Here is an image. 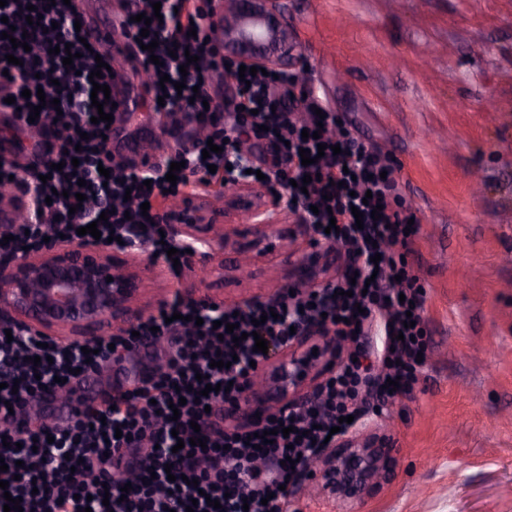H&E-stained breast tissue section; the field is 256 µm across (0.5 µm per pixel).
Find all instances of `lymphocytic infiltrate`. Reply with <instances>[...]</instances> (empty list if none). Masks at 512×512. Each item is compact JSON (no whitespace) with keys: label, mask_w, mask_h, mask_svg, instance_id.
<instances>
[{"label":"lymphocytic infiltrate","mask_w":512,"mask_h":512,"mask_svg":"<svg viewBox=\"0 0 512 512\" xmlns=\"http://www.w3.org/2000/svg\"><path fill=\"white\" fill-rule=\"evenodd\" d=\"M162 18L152 21L156 33L154 51H140L141 64L149 70L147 89L165 99L164 112L203 129L190 148L175 149L168 161L148 173L112 162L105 149V123H94L98 113H112L88 105L93 86L89 75L97 63L87 52L73 26L71 7L57 0H8L0 7V110H7L8 127L41 134L27 164L0 154V176L32 186L37 205L20 223L0 226L8 244L0 252L12 254L35 246L43 238L77 239L78 228L96 224L102 237H121L125 246H146L159 259L175 247L162 240V217L156 209L141 211L163 190H197L223 184V169L242 159L244 137L260 132L272 146L264 174L268 187L281 185L282 177L293 184L286 188L289 211L301 223L312 226L320 242L344 249V271L338 280L326 281L295 293L283 292L268 299L254 297L232 305L196 307L181 301L160 303L145 314L135 328H122L110 339L98 342V354L86 357L77 342H49L39 347L28 334L7 337L0 328V459L7 471L8 496L20 499L23 512H288L287 489L298 482L309 461L324 448L332 427L348 433L345 416L362 419L368 412H382L395 396L413 391L422 369L418 353L429 350L423 312V290L406 264L418 226L409 225L397 191L398 180L386 156L353 139L348 132L334 133L335 113L318 118L314 95L300 96L296 81L282 71L278 76L256 74L250 81L239 78L238 60H225L209 43L211 17L221 0H157ZM41 14L40 23L28 24L29 9ZM11 39H3V31ZM26 38L27 48L12 47V39ZM70 46L76 57L64 66L58 49ZM189 49L198 63L171 57L172 47ZM235 85V108L209 102L207 83L214 72ZM169 84H161L162 75ZM185 81L183 90L175 82ZM30 98H23V90ZM40 106L38 119L30 109ZM311 131L303 139V131ZM217 152L203 157L208 144ZM325 144L323 157L305 166L300 149L316 150ZM340 154H333V146ZM61 162L62 170L47 171L43 153ZM181 163L176 184L166 175L171 163ZM109 175H100V168ZM49 182H42L43 174ZM311 175L306 189L296 184ZM87 190H80L79 181ZM85 193L77 201V193ZM379 219H372L373 208ZM363 220H356L355 212ZM107 221H100V214ZM337 232L326 233L329 223ZM388 326L386 362H368V342L375 320ZM234 323L233 333L218 334L214 321ZM348 343L331 383L312 395L289 404L273 420L250 427H220L211 420L210 408L233 405L265 356L254 349L256 338L287 347L293 333L311 325ZM155 335L165 347L163 367L141 384L112 396L110 403L86 406L73 413L52 433L15 427L28 404L54 385L55 378L69 377L71 370L97 371L113 353L136 347L140 337ZM220 354L224 365L211 364ZM40 364H33V357ZM398 379L396 393L385 387ZM221 385V392H206V385ZM179 410H171L170 402ZM294 425L289 435H275L273 443L255 449L246 439L273 429L275 424ZM205 438V446L190 445V438ZM184 448H177V441ZM295 466L284 463L286 457ZM135 474L129 493H121L118 468ZM207 499H200V492Z\"/></svg>","instance_id":"lymphocytic-infiltrate-1"}]
</instances>
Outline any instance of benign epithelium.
Segmentation results:
<instances>
[{
  "mask_svg": "<svg viewBox=\"0 0 512 512\" xmlns=\"http://www.w3.org/2000/svg\"><path fill=\"white\" fill-rule=\"evenodd\" d=\"M217 42L231 43L247 66L286 69L298 58V49L276 15L263 0H233L228 13L213 17ZM228 195L261 197V192L241 177L224 174ZM202 207L195 208L191 221L172 227V232L192 250L188 266L206 264L214 258L215 247H224L230 235L213 242L196 235L195 224L202 219ZM288 214L259 202L250 212V221L263 235L272 224ZM112 281H107V278ZM163 282L162 270L132 257L119 262L109 246L100 242L52 241L39 248L6 255L0 259V324L19 334L37 333L50 339L72 336L94 344L103 338L113 321L133 325L149 306L150 286ZM267 359L279 365L284 379L274 388L281 398L288 387L298 385L294 372L286 369L282 347L272 344ZM67 393L50 388L25 423L34 422L48 433L56 419L50 407H64ZM257 409L243 399L240 406L225 407L224 414L252 419ZM392 458L386 442L373 436L351 434L337 447L326 448L306 468L304 482L317 486L323 495L339 504H357L379 489L390 477Z\"/></svg>",
  "mask_w": 512,
  "mask_h": 512,
  "instance_id": "7a95c632",
  "label": "benign epithelium"
}]
</instances>
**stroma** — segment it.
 <instances>
[{"label":"stroma","instance_id":"35a3bbf8","mask_svg":"<svg viewBox=\"0 0 512 512\" xmlns=\"http://www.w3.org/2000/svg\"><path fill=\"white\" fill-rule=\"evenodd\" d=\"M308 85L351 136L396 169L420 230L408 262L424 291L429 356L411 394L388 413L395 465L355 512H512V0H278ZM112 32V66L133 103L112 123V151L138 167L190 130L155 111ZM239 203L224 265L171 276L164 300L195 289L227 304L276 295L299 261L336 276L341 247L276 224L256 244ZM254 261L237 270V253ZM143 345L80 385L91 406L164 364Z\"/></svg>","mask_w":512,"mask_h":512}]
</instances>
